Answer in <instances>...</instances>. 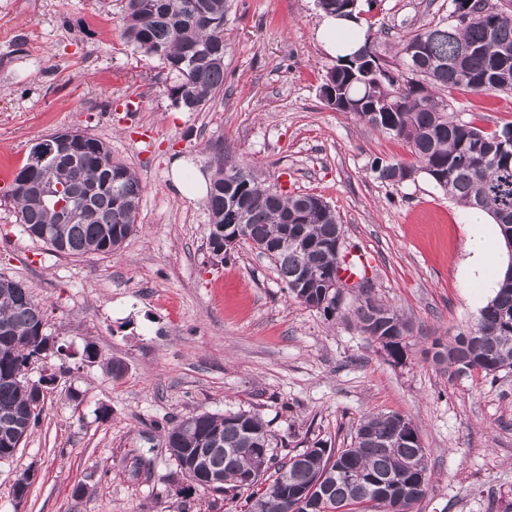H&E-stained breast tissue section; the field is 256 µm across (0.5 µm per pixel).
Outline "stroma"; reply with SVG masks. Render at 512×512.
<instances>
[{"label":"stroma","instance_id":"35a3bbf8","mask_svg":"<svg viewBox=\"0 0 512 512\" xmlns=\"http://www.w3.org/2000/svg\"><path fill=\"white\" fill-rule=\"evenodd\" d=\"M363 23L398 41L451 21L452 0H358ZM121 0H0V168H19L63 128L94 135L145 187L135 231L109 254L68 256L32 240L0 188V274L46 309L57 346L40 424L0 462V512H244L177 478L159 432L195 412H258L278 445L348 447L359 421L396 412L419 429L430 484L415 512H512V369L448 378L431 343L466 330L485 303L460 275L469 210L427 177L392 186L378 161L414 165L320 94L336 66L316 38V0H230L224 89L176 108L172 74L125 43ZM144 102L129 115V99ZM454 115L486 131L512 123V93L453 90ZM267 185L323 197L362 254L373 296L411 326L393 362L354 318L328 321L289 297L246 242L208 246L203 200L175 192L173 159L210 176L214 145ZM94 343L99 357L82 353ZM120 373H111L109 363ZM78 400H70V393ZM37 477L23 501L15 476Z\"/></svg>","mask_w":512,"mask_h":512}]
</instances>
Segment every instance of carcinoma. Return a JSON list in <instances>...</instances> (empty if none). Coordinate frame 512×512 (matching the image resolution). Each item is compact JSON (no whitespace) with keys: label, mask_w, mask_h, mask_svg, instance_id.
I'll list each match as a JSON object with an SVG mask.
<instances>
[{"label":"carcinoma","mask_w":512,"mask_h":512,"mask_svg":"<svg viewBox=\"0 0 512 512\" xmlns=\"http://www.w3.org/2000/svg\"><path fill=\"white\" fill-rule=\"evenodd\" d=\"M123 36L133 49L164 64L175 80L168 87L173 105L200 112L224 89V22L228 0H123ZM454 7L456 21L428 25L396 43L395 61L381 54L382 43L366 33L363 46L375 57L377 72L348 57L327 71L323 85L335 93L339 112H350L381 133L406 143L416 165L379 161L376 177L392 186L420 172L457 204L486 213L502 237L512 234V123L492 132L455 119L446 90L488 95L512 92V10L465 0ZM350 0H317L329 15L347 17ZM420 44V57L409 49ZM87 151L54 155L45 162L46 181L21 182L28 164L15 173L10 197L28 235L67 255L109 254L136 230L144 191L129 166L112 160L99 138L83 134ZM213 177L205 207L210 217L208 245L224 249V228L241 224L243 241L270 258L289 296L323 313L344 317L342 297L327 286L341 273L345 250L336 212L313 194L288 195L262 184L246 164L212 152ZM61 186L75 200L90 198L88 219L67 221L43 201L49 185ZM288 246L280 247L283 236ZM354 317L360 330L379 343L395 362L407 354L408 322L363 288ZM45 310L19 280L0 274V459L14 456L18 442L38 424L44 399L29 387L31 361L55 345L39 334ZM435 352H446L444 374L453 378L474 371L484 376L512 369V277L503 273L499 289L478 311L474 324L448 342L437 339ZM165 447L182 476L195 485L224 494L247 493L249 512H412L426 496L416 490L396 493L428 472L427 449L419 429L398 414L367 416L358 423L347 448L317 442L298 452L279 453L259 414L193 413L163 430ZM218 439L223 451L211 470L223 483L206 485L207 476L187 467L197 448Z\"/></svg>","instance_id":"cac0c4a2"}]
</instances>
